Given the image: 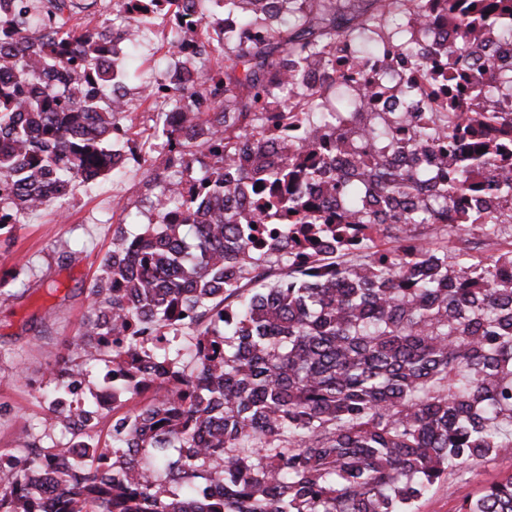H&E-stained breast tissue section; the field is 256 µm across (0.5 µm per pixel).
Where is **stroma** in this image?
Masks as SVG:
<instances>
[{"label":"stroma","mask_w":512,"mask_h":512,"mask_svg":"<svg viewBox=\"0 0 512 512\" xmlns=\"http://www.w3.org/2000/svg\"><path fill=\"white\" fill-rule=\"evenodd\" d=\"M160 26L146 30L135 50L145 77L165 74L174 60ZM147 166L129 163L120 176L75 188L54 211L31 215L11 239L0 236V450L20 454L21 429L60 436L63 426L41 398L50 387L47 369L59 355L75 352L89 311L88 288L110 247L114 205L127 206L126 228L139 232L147 214L137 209ZM512 473V456L475 467L451 485L434 487L416 512H456L460 500Z\"/></svg>","instance_id":"1"}]
</instances>
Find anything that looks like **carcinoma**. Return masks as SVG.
I'll return each instance as SVG.
<instances>
[{
    "label": "carcinoma",
    "instance_id": "cac0c4a2",
    "mask_svg": "<svg viewBox=\"0 0 512 512\" xmlns=\"http://www.w3.org/2000/svg\"><path fill=\"white\" fill-rule=\"evenodd\" d=\"M118 2L0 0V230L121 170L130 145L157 170L148 223L130 235L118 216L78 358L49 368L66 434H27L19 464L0 453V512L47 488L59 512H413L511 455L512 246L477 255L464 236L512 227V80L490 75L512 0H443L446 70L399 46L419 81L448 80L430 124L412 82L404 112L367 111L372 82L309 112L300 80L336 85V44L433 0H215L240 16L233 41L216 12L127 0L129 20L104 18ZM160 17L178 64L141 85L155 119L137 131L138 71L104 48ZM303 122L282 162L245 165L269 153L260 124ZM445 210L444 236H422ZM457 512H512V474Z\"/></svg>",
    "mask_w": 512,
    "mask_h": 512
}]
</instances>
